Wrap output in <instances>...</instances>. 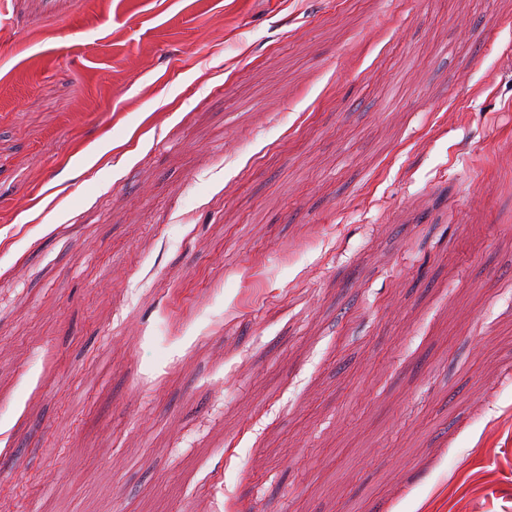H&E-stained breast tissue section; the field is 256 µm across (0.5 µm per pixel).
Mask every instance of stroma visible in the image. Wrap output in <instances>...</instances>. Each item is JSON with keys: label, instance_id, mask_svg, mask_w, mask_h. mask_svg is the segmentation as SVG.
Wrapping results in <instances>:
<instances>
[{"label": "stroma", "instance_id": "35a3bbf8", "mask_svg": "<svg viewBox=\"0 0 512 512\" xmlns=\"http://www.w3.org/2000/svg\"><path fill=\"white\" fill-rule=\"evenodd\" d=\"M29 504L512 512V0H0Z\"/></svg>", "mask_w": 512, "mask_h": 512}]
</instances>
